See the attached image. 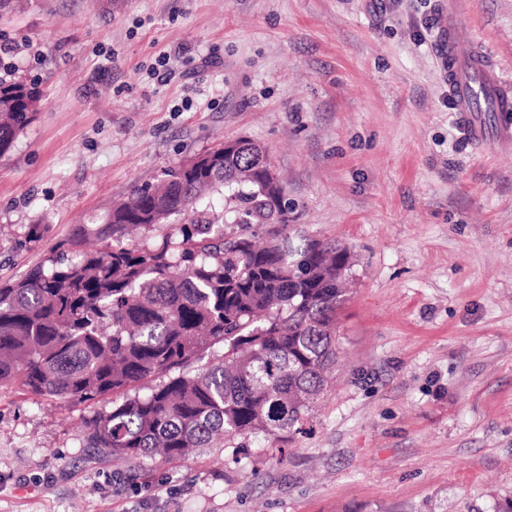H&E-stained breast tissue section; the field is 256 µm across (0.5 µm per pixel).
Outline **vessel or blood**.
Listing matches in <instances>:
<instances>
[{"instance_id": "1", "label": "vessel or blood", "mask_w": 512, "mask_h": 512, "mask_svg": "<svg viewBox=\"0 0 512 512\" xmlns=\"http://www.w3.org/2000/svg\"><path fill=\"white\" fill-rule=\"evenodd\" d=\"M465 12L458 0H449L444 37L445 76L448 94L458 120L471 142L485 146L490 140L512 141V78L504 77L493 56L481 46L464 47L460 30ZM486 112H497L501 121L495 136H488L482 122Z\"/></svg>"}]
</instances>
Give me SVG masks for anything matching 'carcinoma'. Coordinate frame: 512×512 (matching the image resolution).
I'll return each mask as SVG.
<instances>
[{"label": "carcinoma", "instance_id": "obj_1", "mask_svg": "<svg viewBox=\"0 0 512 512\" xmlns=\"http://www.w3.org/2000/svg\"><path fill=\"white\" fill-rule=\"evenodd\" d=\"M40 89L0 79V157L36 119ZM262 156L224 163V145L112 206L98 250L0 281V386L112 409L86 447L128 458H185L259 435L301 433L331 382L346 302L347 248L288 236L259 188ZM241 208L214 224L207 195ZM186 223L158 245L125 235ZM273 225L265 245L254 227Z\"/></svg>", "mask_w": 512, "mask_h": 512}]
</instances>
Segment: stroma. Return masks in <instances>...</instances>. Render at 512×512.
Returning a JSON list of instances; mask_svg holds the SVG:
<instances>
[{"instance_id":"obj_1","label":"stroma","mask_w":512,"mask_h":512,"mask_svg":"<svg viewBox=\"0 0 512 512\" xmlns=\"http://www.w3.org/2000/svg\"><path fill=\"white\" fill-rule=\"evenodd\" d=\"M448 0H12L43 92L0 157V280L73 256L112 204L259 145L295 233L351 249L340 362L305 432L177 461L94 455L76 404L0 388V512H512V143L476 148L439 53ZM462 38L512 76V0ZM175 72L146 76L158 57Z\"/></svg>"}]
</instances>
